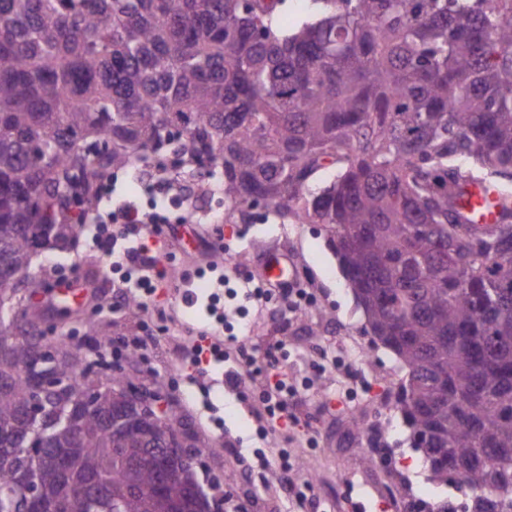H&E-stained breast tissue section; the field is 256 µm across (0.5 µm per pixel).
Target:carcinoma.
<instances>
[{
  "instance_id": "1",
  "label": "carcinoma",
  "mask_w": 512,
  "mask_h": 512,
  "mask_svg": "<svg viewBox=\"0 0 512 512\" xmlns=\"http://www.w3.org/2000/svg\"><path fill=\"white\" fill-rule=\"evenodd\" d=\"M0 0V512H161L198 472L147 448L180 422L101 390L79 350L26 332L4 284L68 252L114 172L219 177L224 217L321 224L369 332L406 370L395 406L430 480L512 512V229L472 227L470 188L512 222V0ZM332 168L333 178L315 186ZM55 387L23 367L40 350ZM16 448H33L17 455Z\"/></svg>"
}]
</instances>
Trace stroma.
Listing matches in <instances>:
<instances>
[{
	"mask_svg": "<svg viewBox=\"0 0 512 512\" xmlns=\"http://www.w3.org/2000/svg\"><path fill=\"white\" fill-rule=\"evenodd\" d=\"M165 197L177 216H193L199 229L179 234L162 225L151 236L159 244L163 286L143 299L137 315L112 307L123 279L121 271L91 238L80 237L71 252H42L32 268L48 286L37 300L44 311L48 341H66L89 351L95 322L108 344L152 331L155 343L142 355L104 356L101 379L131 382L153 376L170 401L171 416L183 423L193 443L204 446L198 478L205 492L221 501L222 512H406L408 501L430 502L453 496V489L434 485L419 451L411 448L397 409H383L405 372L390 350L365 329L366 320L348 288L319 224H289L288 242L270 241L269 222L232 224L224 220V198L209 195L206 184L193 192L165 174L147 180L133 171L112 178L110 203L135 202L148 208ZM275 253L293 287L314 290L317 304L302 318L284 316L278 294L260 305L227 298L228 307L242 306L231 320L234 335H247L232 354L244 372L238 389L225 388L215 371L183 363L181 349L193 331L207 328L203 305L211 280L229 282L264 276L261 259ZM80 310L81 320L69 317ZM369 353V360L347 362V352ZM287 378L296 392L289 400L298 424L288 436H261L257 415L269 381ZM363 414L360 429L350 424L352 412ZM384 454L375 465L363 458L372 449ZM288 459L289 471L280 468ZM315 463L318 481L304 505L284 492L286 480L303 483L308 463ZM235 481H228V474Z\"/></svg>",
	"mask_w": 512,
	"mask_h": 512,
	"instance_id": "35a3bbf8",
	"label": "stroma"
}]
</instances>
